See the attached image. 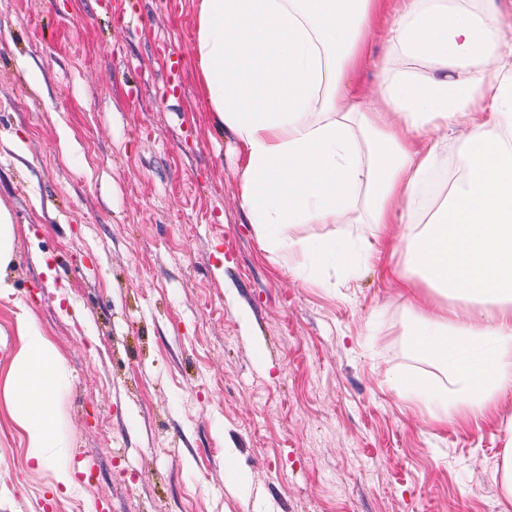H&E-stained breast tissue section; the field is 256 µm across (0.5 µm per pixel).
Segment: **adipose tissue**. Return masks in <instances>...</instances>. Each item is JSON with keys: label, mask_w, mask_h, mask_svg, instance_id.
I'll return each mask as SVG.
<instances>
[{"label": "adipose tissue", "mask_w": 512, "mask_h": 512, "mask_svg": "<svg viewBox=\"0 0 512 512\" xmlns=\"http://www.w3.org/2000/svg\"><path fill=\"white\" fill-rule=\"evenodd\" d=\"M386 0H199L194 56L204 98L233 138L240 205L264 251L295 273H359L377 244L403 240L406 267L384 266L408 303L412 352L438 375L394 383L436 395L434 419L490 415L512 389V53L490 0H403L389 40L403 70L377 62L378 91L355 78ZM468 126L464 174L424 228L421 188L448 144L425 131ZM370 224L373 236H296L300 224ZM15 226L0 203V299L13 292ZM451 299L445 316L425 289ZM16 346L0 377L31 470L59 495L77 485L59 404L71 380L55 346L17 304Z\"/></svg>", "instance_id": "1"}]
</instances>
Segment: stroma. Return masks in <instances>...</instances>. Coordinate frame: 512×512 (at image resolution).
I'll return each instance as SVG.
<instances>
[{"instance_id": "1", "label": "stroma", "mask_w": 512, "mask_h": 512, "mask_svg": "<svg viewBox=\"0 0 512 512\" xmlns=\"http://www.w3.org/2000/svg\"><path fill=\"white\" fill-rule=\"evenodd\" d=\"M196 29V0H0L13 301L70 371L78 482L28 470L0 400V512H512V390L440 426L391 381L433 369L395 283L268 258ZM500 487L505 498L512 499V436L511 428L505 441L500 465L497 469Z\"/></svg>"}]
</instances>
